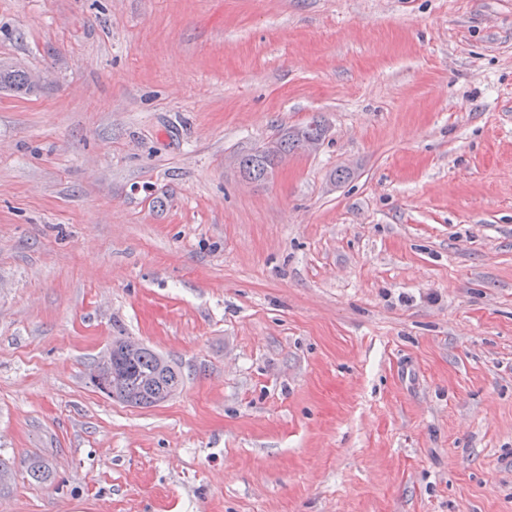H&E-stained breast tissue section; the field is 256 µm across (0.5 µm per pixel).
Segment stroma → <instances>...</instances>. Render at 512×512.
Here are the masks:
<instances>
[{
	"mask_svg": "<svg viewBox=\"0 0 512 512\" xmlns=\"http://www.w3.org/2000/svg\"><path fill=\"white\" fill-rule=\"evenodd\" d=\"M0 61V512H512V0H0ZM0 89L29 94L36 90L28 84L26 71L20 68L3 69L0 66ZM325 133V126L318 120H313L300 128L284 129L276 139L278 156L262 155L259 153L258 147L237 158L239 171L252 182H265L280 159L298 151H307L312 143H315L313 148L317 147L316 143L322 141ZM122 342H114L112 354L108 351L100 361V368L110 365L113 360L124 369L125 387L115 398L107 394L109 397L129 406L147 408L157 405L172 387L182 385V373L171 361L145 346L130 358L123 352Z\"/></svg>",
	"mask_w": 512,
	"mask_h": 512,
	"instance_id": "stroma-1",
	"label": "stroma"
}]
</instances>
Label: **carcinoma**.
<instances>
[{
  "mask_svg": "<svg viewBox=\"0 0 512 512\" xmlns=\"http://www.w3.org/2000/svg\"><path fill=\"white\" fill-rule=\"evenodd\" d=\"M0 89L17 93L34 92L28 84L26 71L20 68L0 67ZM325 126L318 120L295 129H285L276 139L278 155H262L254 149L237 158L240 173L252 182L262 183L269 179L279 160L298 151H307L311 144L322 141ZM112 360L122 365L125 373V387L119 390L116 399L133 407L147 408L157 405L174 386H180L183 377L180 369L148 347L134 357H128L122 349V342L112 344ZM26 471L37 482L51 479V472L44 461L33 457L26 462Z\"/></svg>",
  "mask_w": 512,
  "mask_h": 512,
  "instance_id": "obj_1",
  "label": "carcinoma"
}]
</instances>
